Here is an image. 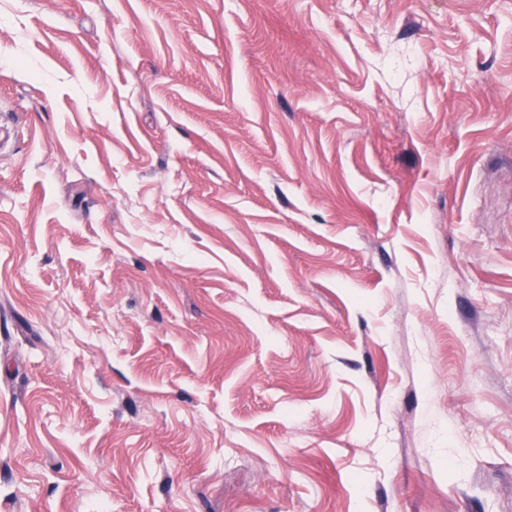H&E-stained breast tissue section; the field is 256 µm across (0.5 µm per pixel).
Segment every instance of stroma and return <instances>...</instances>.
I'll return each instance as SVG.
<instances>
[{
  "mask_svg": "<svg viewBox=\"0 0 512 512\" xmlns=\"http://www.w3.org/2000/svg\"><path fill=\"white\" fill-rule=\"evenodd\" d=\"M0 512H512V0H0Z\"/></svg>",
  "mask_w": 512,
  "mask_h": 512,
  "instance_id": "obj_1",
  "label": "stroma"
}]
</instances>
